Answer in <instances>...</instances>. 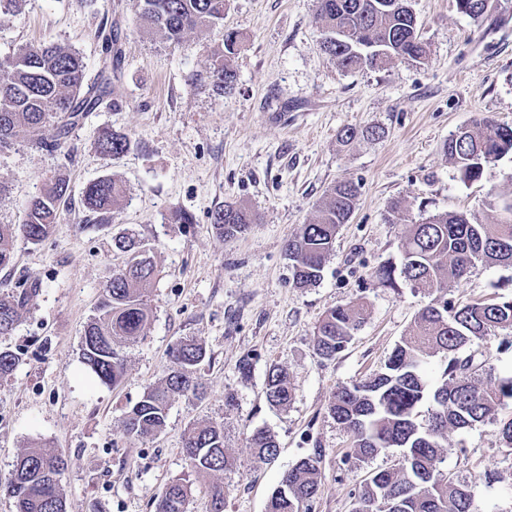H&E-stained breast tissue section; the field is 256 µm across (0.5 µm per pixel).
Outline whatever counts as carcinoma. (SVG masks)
Here are the masks:
<instances>
[{
    "label": "carcinoma",
    "instance_id": "1",
    "mask_svg": "<svg viewBox=\"0 0 512 512\" xmlns=\"http://www.w3.org/2000/svg\"><path fill=\"white\" fill-rule=\"evenodd\" d=\"M486 3L457 0V6L466 8V16L476 21L486 14ZM227 6L228 0H136V14L141 26L178 47L190 32L224 25ZM317 19L324 53L346 71L382 69L396 59H426L410 0H318ZM239 43L238 32H224L222 48L193 80L209 84L219 94L232 88L236 73L227 58L236 53ZM111 94L108 77L85 84L83 58L69 47L46 42L18 48L0 59V153L17 145L50 153L60 150L71 132ZM47 126L56 130L52 140L42 134ZM369 134L375 136L378 131L344 127L338 140L348 145ZM95 143L110 159L124 156L131 147L126 134L111 129L98 130ZM445 150L463 182L478 181L493 161L512 154V126L476 118L462 135H451ZM359 190L354 181L336 182L314 221L288 240L294 287L308 288L321 280L338 230L349 221ZM125 195L122 181L107 175L86 186L81 205L95 223L104 225ZM69 200L66 181L54 176L29 199L22 223L0 224L1 270L12 266L17 238L32 245L41 243ZM490 207L507 220L473 223L463 214L444 212L406 225L400 238L401 266L383 265L376 271V277L390 288L398 287L401 280L434 299L418 313L411 333L395 346L384 366L339 388L329 404L330 416L353 434L350 457L354 460L364 461L389 448L400 450L393 467L371 473L354 493L352 512L382 501L397 504L396 512H478L471 488L482 476L466 480L440 473L442 439L448 431L483 424L512 406V377H494L489 358L476 348L502 331L512 332V296L455 304L446 295L479 265L512 264V195L495 197ZM209 220L221 236L232 239L256 223V216L242 207L220 205L210 212ZM112 242L128 254V261L103 286L83 332L80 358L101 383L116 387L125 373L124 349L144 335L150 320L149 298L157 269L135 234L121 233ZM35 292L32 285L0 295V336L16 329ZM366 317L362 302L328 310L313 337L315 354L327 361L336 359ZM436 355L441 360V383L433 392L434 408L421 422L418 406L428 394L424 371L428 358ZM206 357V349L196 339L180 340L171 351L160 384L145 392L126 413L124 434L132 440L156 436L166 427L172 397H200L203 387L197 372ZM18 365L14 352L0 350V377ZM293 397L287 369L270 366L265 376L267 403L286 408ZM248 442L261 461L275 458L279 448L275 437L264 430L252 432ZM183 453L199 476L222 473L234 465L224 449L222 422L192 425L184 436ZM64 469L62 456L36 443L27 448L18 457L7 487L17 512H65L59 485ZM320 488L317 457H303L284 473L269 497L267 512H310ZM224 500V484L211 485L209 512H224ZM187 502V484L175 480L164 489L155 512H187Z\"/></svg>",
    "mask_w": 512,
    "mask_h": 512
}]
</instances>
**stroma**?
I'll return each mask as SVG.
<instances>
[{"label": "stroma", "mask_w": 512, "mask_h": 512, "mask_svg": "<svg viewBox=\"0 0 512 512\" xmlns=\"http://www.w3.org/2000/svg\"><path fill=\"white\" fill-rule=\"evenodd\" d=\"M412 7L426 60L357 71L323 52L317 0H229L223 27L189 33L176 49L138 25L133 0H31L22 14L0 18L2 59L18 46L54 41L78 51L94 80L104 24L120 51L114 103L73 130L72 155L28 147L0 153V223H20L49 176L64 178L71 197L50 236L38 245L17 240L14 266L0 270V294L26 278L41 284L18 328L0 336V348L20 358L0 377V512H16L7 484L34 443L66 461V512H154L175 479L191 486L188 512H207L216 480L227 490L224 512H266L283 474L307 455L319 457L321 471L310 512H350L363 480L396 464L395 448L349 459L354 438L328 413L336 390L379 370L430 301L409 285L385 286L375 272L399 261L403 225L443 212L490 222L489 194L512 192V154L466 183L444 150L473 119L512 125V0H489L477 22L456 0H412ZM228 30L243 41L228 60L237 81L219 95L192 75ZM346 126L384 134L344 147L337 133ZM103 127L128 134L130 151L116 160L101 155L95 137ZM105 175L122 180L126 197L97 228L80 200ZM341 180L360 185L354 212L321 281L293 287L286 243ZM221 203L252 210L257 223L224 240L208 219ZM179 210L193 223L175 222ZM127 230L150 247L160 275L150 321L126 349L125 376L112 388L82 364L80 342L105 281L125 261L112 237ZM507 295L512 266L478 267L450 292L460 301ZM358 301L368 316L348 348L335 360L318 358L313 336L322 316ZM185 336L207 351L203 398L174 397L159 436L129 440L126 411L159 383L170 349ZM246 356L248 380L237 370ZM273 364L295 386L284 409L265 398ZM228 393L235 406H225ZM209 420L223 422L234 460L214 478L192 473L181 453L188 427ZM257 429L275 436L274 460L255 458L247 437ZM498 429L489 421L449 432L443 443V471L479 474L472 493L480 512H512V454Z\"/></svg>", "instance_id": "35a3bbf8"}]
</instances>
